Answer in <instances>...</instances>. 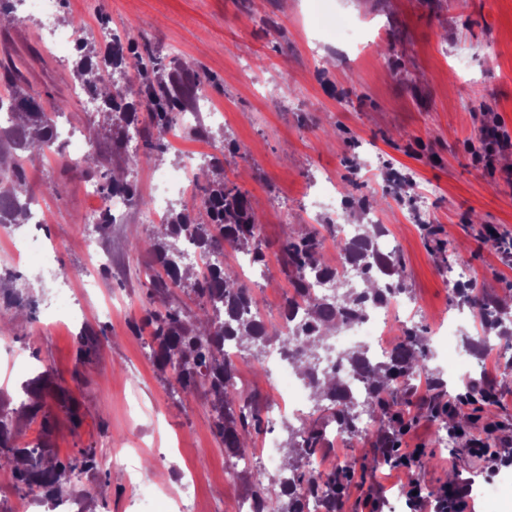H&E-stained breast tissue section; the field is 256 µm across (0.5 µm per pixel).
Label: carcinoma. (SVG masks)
<instances>
[{
	"label": "carcinoma",
	"instance_id": "cac0c4a2",
	"mask_svg": "<svg viewBox=\"0 0 512 512\" xmlns=\"http://www.w3.org/2000/svg\"><path fill=\"white\" fill-rule=\"evenodd\" d=\"M81 59L72 69L75 88L100 102L101 111L111 120L112 139L123 144L126 130L139 124L138 108L148 117L144 127L148 154L163 156L171 147L167 132L177 123L180 113L193 107L200 93L212 84L209 76L195 73L181 82L165 76L163 62L147 47H139L133 38L117 40L100 52L95 45L82 42ZM134 64L137 72L134 97L117 92L114 75ZM7 112L8 125L0 126V154L3 150L18 158L34 152L42 153L55 144L58 132L46 114L40 98L28 94L20 86L0 95V113ZM101 195H127L136 206L148 207L151 201L139 195L125 178L103 173L97 181ZM200 205H171L163 224V233L147 241L158 269L149 276L151 288L165 294L175 289H188L202 302L203 317L192 319L181 309L168 306L163 311H147L143 325L150 335L158 366L169 371L168 383L186 393L204 390L212 399L213 429L231 455L249 447L259 418L254 413L244 390L237 387L236 367L224 352V343L235 347H262L265 341L277 339L282 354L298 370L307 384L320 415L300 425L288 426L285 444L288 462L277 478L264 473L251 476V498L255 512H304L308 498L321 501L326 512H336L337 498L348 468H335L322 476L305 468L299 457L316 459L325 448L333 427L353 437L368 434L358 429L353 414L352 395L336 377V371L321 367L328 348L329 335L361 317L364 303H384L407 292L401 276V258L395 253L383 256L377 239L386 234L381 224H360L351 239L332 237L336 251L359 269V287L336 276L321 258L325 236L317 229L289 236L283 243L288 258L287 275L293 292L285 299L282 317L285 328L266 324L258 317L246 315L255 300L238 276L221 265H211L204 274L181 261L178 244L187 241L202 251L222 239L248 256L253 264H265L259 238V224L251 201L235 185L224 180V156L213 155L195 175ZM25 172L20 164L0 168V224H23L30 218ZM330 283L339 302L312 293L317 284ZM462 303L480 319L484 331L496 332L500 339H512V313L503 306L490 305L484 294L471 285L458 292ZM340 360L360 371L367 385L365 411L377 424L376 437L383 438L386 428L401 419L402 407L416 382L425 380L433 391L432 398L441 402L446 396L445 380L430 368L424 338L414 326L400 328L390 356L378 363L368 361L360 349L348 351ZM40 384L34 380L25 387L31 394L23 408L32 416H42L43 432L52 430L51 417L42 412ZM8 415L0 407V469H8L21 490H44V498L63 497L64 486L72 477L96 468L95 455L80 448L64 460L51 455L46 446L28 448L18 443Z\"/></svg>",
	"mask_w": 512,
	"mask_h": 512
}]
</instances>
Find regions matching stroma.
<instances>
[{
  "label": "stroma",
  "instance_id": "stroma-1",
  "mask_svg": "<svg viewBox=\"0 0 512 512\" xmlns=\"http://www.w3.org/2000/svg\"><path fill=\"white\" fill-rule=\"evenodd\" d=\"M328 7L360 31L359 44L321 40L310 0H63L55 22L89 32L108 18L121 35L148 43L163 63L176 57L213 77L208 93L223 101L224 134L240 150L226 158L224 175L258 206L269 276L253 296L268 322L281 324L292 291L282 242L309 227V214L322 224L336 221L337 213L314 207L332 178L339 213L360 224L377 216L387 228L403 261L402 308L425 337L432 366L444 374L449 354L462 351V334L482 333L445 284L449 264L476 273L490 301L512 299V258L477 229L492 224L512 235V165L506 163L512 149L498 153L491 170L476 166L470 149L479 132L512 133V0H328ZM1 61L15 64L16 82L42 99L48 116L64 110L65 120L82 128L100 169L126 174L146 198L155 194L156 170L176 168L182 154L209 148L207 140L177 126L163 160L143 156L140 136L115 148L108 122L76 97L69 64L46 43L26 0L13 23L0 24ZM135 151L140 162L127 169L125 156ZM86 166L64 153L23 162L26 189L45 217L30 230L51 245L53 270L32 277V264L20 261L10 239L0 237V270L16 274V287L33 297L30 306L6 313L0 336L39 366L43 402L55 426L43 435L39 420L24 415L23 388L32 376L1 353L5 408L21 443L47 444L62 458L80 448L94 451L97 469L71 485L75 512H179V478L191 469L199 512H233L248 498L249 484L212 429L209 396L171 388L150 337L133 330L147 310L173 305L195 316L199 302L180 290L151 294L156 263L143 242L158 227L143 223L140 208L86 236L90 215L101 207L80 180ZM426 192L430 210L414 220ZM98 251L109 253L112 264L90 288L83 273ZM64 280L76 295L71 319L51 305ZM108 299L119 310L106 317ZM83 334L97 345L86 360L79 356ZM470 376L489 384L498 401L471 404L458 435L449 433L443 413L410 393L406 425L392 436L416 450L412 470L382 462L371 435L318 455L324 465L339 454L350 460L342 512H409L391 508L390 500L412 481L422 512L443 487L463 484L472 488L471 512H512V494L479 495L483 462L470 453L472 432L489 425L497 429L491 450L512 440V348L494 344ZM238 383L265 410L271 388L254 351H243ZM132 448L140 449L141 466L155 471L166 498L139 490L119 466Z\"/></svg>",
  "mask_w": 512,
  "mask_h": 512
}]
</instances>
